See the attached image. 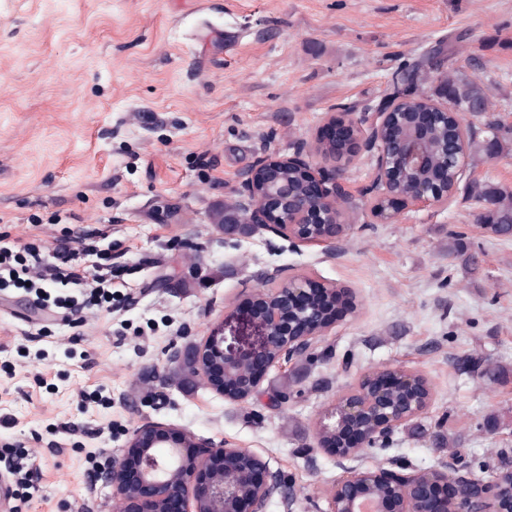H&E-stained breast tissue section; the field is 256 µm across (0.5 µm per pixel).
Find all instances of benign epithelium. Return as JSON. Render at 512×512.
<instances>
[{
	"label": "benign epithelium",
	"instance_id": "7a95c632",
	"mask_svg": "<svg viewBox=\"0 0 512 512\" xmlns=\"http://www.w3.org/2000/svg\"><path fill=\"white\" fill-rule=\"evenodd\" d=\"M401 100L381 97L376 108L356 120L344 112L335 120L332 147L353 154L361 149L376 164L366 194L410 207L444 205L453 196L442 178L444 166L429 181L418 178L405 192L395 190L401 171L419 173L428 162L427 130L448 118V105L429 103L414 128L398 121ZM298 167L305 171L303 190L281 176ZM342 170L315 173L302 154L265 157L245 171L240 200L213 210L211 223L237 225V233L268 231L278 237L325 249L348 235L341 221L345 195ZM316 298L318 289L306 278H291L281 288L258 292L249 305L258 341L245 353L224 347V328L215 327L199 344L184 351L172 349L168 361L180 363L224 397L242 401L257 393L266 370L312 354L326 335L336 304ZM432 389L420 373L375 368L358 386L342 395L315 423L320 447L337 462L360 460L365 450L389 444L398 429L425 413ZM512 470L495 469L484 477L454 455L430 470L405 466L401 471L357 465L326 492L325 512H512ZM112 487L113 512H168L173 495L181 497V512H266L269 501L282 492L280 473L245 448L216 447L191 433L158 422L134 429L122 457L92 476Z\"/></svg>",
	"mask_w": 512,
	"mask_h": 512
}]
</instances>
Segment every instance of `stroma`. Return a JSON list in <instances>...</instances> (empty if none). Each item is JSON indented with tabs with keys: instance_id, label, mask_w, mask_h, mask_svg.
Segmentation results:
<instances>
[{
	"instance_id": "obj_1",
	"label": "stroma",
	"mask_w": 512,
	"mask_h": 512,
	"mask_svg": "<svg viewBox=\"0 0 512 512\" xmlns=\"http://www.w3.org/2000/svg\"><path fill=\"white\" fill-rule=\"evenodd\" d=\"M447 39L512 126V0H0V236L52 247L84 227L112 254L108 315L66 320L0 290V449L37 467L9 512H110L88 475L148 421L267 461L285 491L267 512H325L344 469L314 425L373 367L423 373L433 402L363 463L512 454V236L475 231L467 190L512 187V152L466 163L448 205L382 222L362 193L374 157L356 154L353 232L333 251L207 221L265 156L331 167L332 117L362 115L392 71ZM299 276L351 303L313 358L266 372L263 395L226 399L169 362L218 324L247 349L248 299ZM287 387L303 398L272 406Z\"/></svg>"
}]
</instances>
